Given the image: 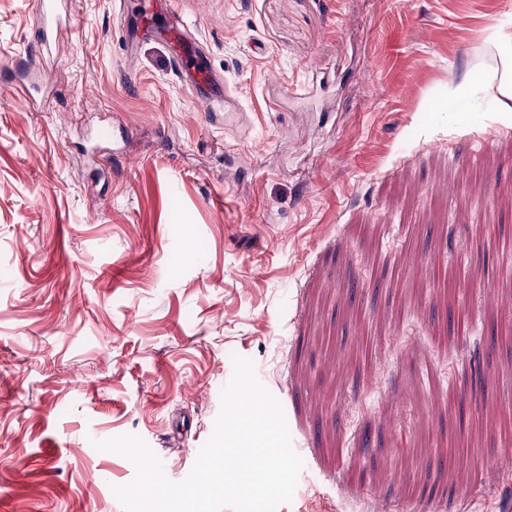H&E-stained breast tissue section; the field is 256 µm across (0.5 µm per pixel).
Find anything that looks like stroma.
Here are the masks:
<instances>
[{"instance_id": "stroma-1", "label": "stroma", "mask_w": 512, "mask_h": 512, "mask_svg": "<svg viewBox=\"0 0 512 512\" xmlns=\"http://www.w3.org/2000/svg\"><path fill=\"white\" fill-rule=\"evenodd\" d=\"M143 7L76 0L48 92L0 81V512H123L127 433L184 480L236 355L288 395L276 512H512V0H174L210 109L127 53ZM37 28L0 0V56Z\"/></svg>"}]
</instances>
